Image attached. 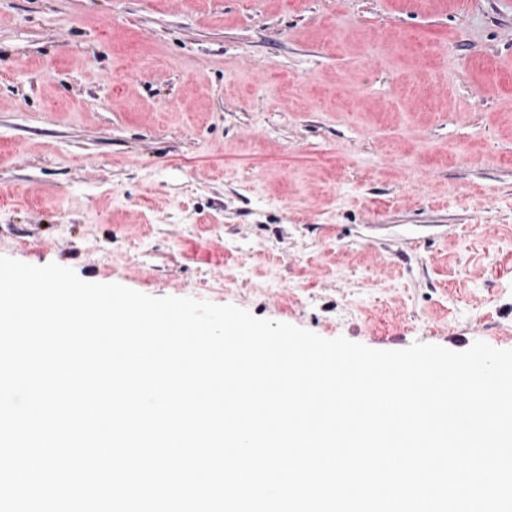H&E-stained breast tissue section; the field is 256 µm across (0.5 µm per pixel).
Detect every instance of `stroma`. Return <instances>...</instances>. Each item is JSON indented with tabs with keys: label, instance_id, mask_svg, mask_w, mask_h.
Here are the masks:
<instances>
[{
	"label": "stroma",
	"instance_id": "35a3bbf8",
	"mask_svg": "<svg viewBox=\"0 0 512 512\" xmlns=\"http://www.w3.org/2000/svg\"><path fill=\"white\" fill-rule=\"evenodd\" d=\"M0 256L512 349V0H0Z\"/></svg>",
	"mask_w": 512,
	"mask_h": 512
}]
</instances>
